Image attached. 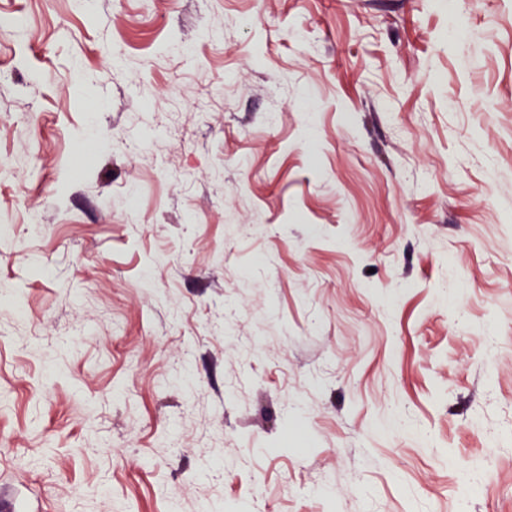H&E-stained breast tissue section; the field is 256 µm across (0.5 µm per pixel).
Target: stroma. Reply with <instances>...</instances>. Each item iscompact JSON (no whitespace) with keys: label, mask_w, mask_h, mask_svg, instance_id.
Listing matches in <instances>:
<instances>
[{"label":"stroma","mask_w":512,"mask_h":512,"mask_svg":"<svg viewBox=\"0 0 512 512\" xmlns=\"http://www.w3.org/2000/svg\"><path fill=\"white\" fill-rule=\"evenodd\" d=\"M0 512H512V0H0Z\"/></svg>","instance_id":"35a3bbf8"}]
</instances>
